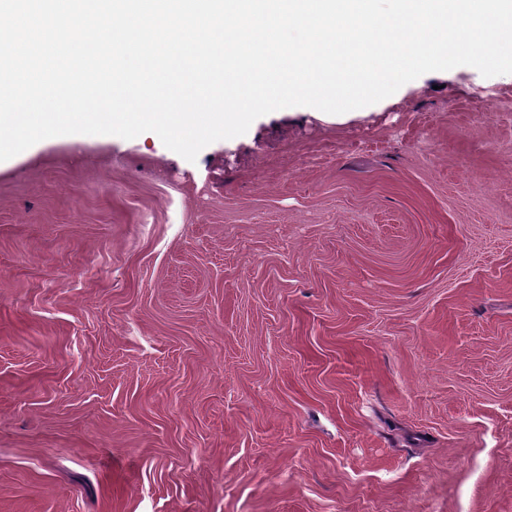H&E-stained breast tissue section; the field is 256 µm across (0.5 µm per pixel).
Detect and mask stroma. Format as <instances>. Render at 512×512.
<instances>
[{"instance_id":"1","label":"stroma","mask_w":512,"mask_h":512,"mask_svg":"<svg viewBox=\"0 0 512 512\" xmlns=\"http://www.w3.org/2000/svg\"><path fill=\"white\" fill-rule=\"evenodd\" d=\"M0 512H512V74L0 162Z\"/></svg>"}]
</instances>
